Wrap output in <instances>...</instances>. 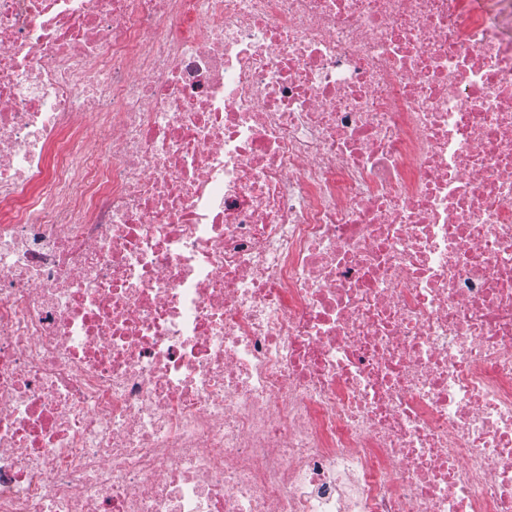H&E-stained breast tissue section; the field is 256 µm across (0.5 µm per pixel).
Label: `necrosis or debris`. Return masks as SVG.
<instances>
[{"mask_svg":"<svg viewBox=\"0 0 512 512\" xmlns=\"http://www.w3.org/2000/svg\"><path fill=\"white\" fill-rule=\"evenodd\" d=\"M0 512H512V0H0Z\"/></svg>","mask_w":512,"mask_h":512,"instance_id":"1","label":"necrosis or debris"}]
</instances>
